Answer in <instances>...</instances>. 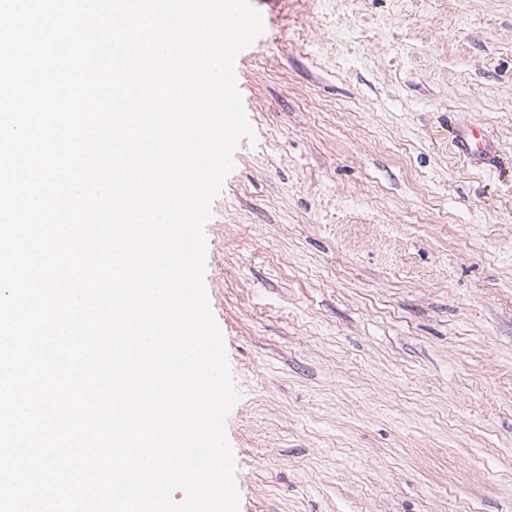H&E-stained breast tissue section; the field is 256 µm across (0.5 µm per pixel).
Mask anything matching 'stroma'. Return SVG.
Here are the masks:
<instances>
[{"label":"stroma","mask_w":512,"mask_h":512,"mask_svg":"<svg viewBox=\"0 0 512 512\" xmlns=\"http://www.w3.org/2000/svg\"><path fill=\"white\" fill-rule=\"evenodd\" d=\"M251 3L204 228L239 512H512V0ZM457 146L465 155L479 153L491 159L496 152L492 139L478 128H471L461 133L457 138Z\"/></svg>","instance_id":"35a3bbf8"}]
</instances>
